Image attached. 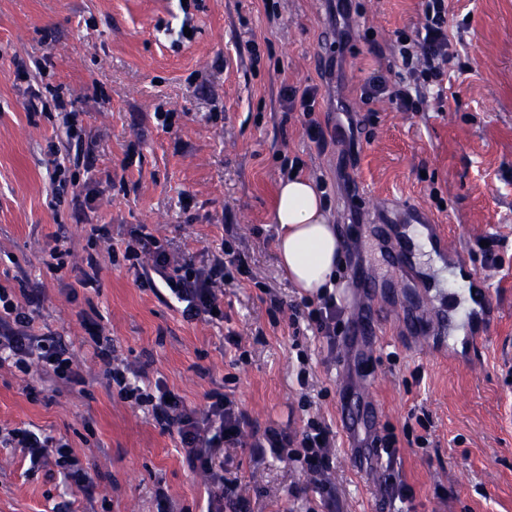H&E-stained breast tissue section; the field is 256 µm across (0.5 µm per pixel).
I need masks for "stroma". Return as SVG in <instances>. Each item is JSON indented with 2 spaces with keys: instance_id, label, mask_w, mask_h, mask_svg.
I'll return each instance as SVG.
<instances>
[{
  "instance_id": "obj_1",
  "label": "stroma",
  "mask_w": 512,
  "mask_h": 512,
  "mask_svg": "<svg viewBox=\"0 0 512 512\" xmlns=\"http://www.w3.org/2000/svg\"><path fill=\"white\" fill-rule=\"evenodd\" d=\"M356 5L352 38L340 45L327 0H0V286L34 288L31 334L61 338L86 381L78 392L41 381L38 368L0 366V435L33 426L67 439L94 484L85 496L57 467L30 469L20 450L0 447V512H58L67 502L75 512H157L162 496L174 512L206 510L207 485L176 435L108 387L89 319L119 359L145 381L165 380L189 406L216 390L259 428L293 435L310 400L336 434L330 489L299 464L225 449L224 475L251 512H326L331 500L340 512H512V390L503 379L512 351V0H448L460 63L443 100L417 112L363 100L360 88L388 70L395 31L420 26L421 0ZM328 57L340 62L331 76L318 65ZM30 84L45 111L27 110ZM313 84L323 128L343 122L346 108L365 117L356 157L338 142L317 148L301 117L285 116L284 87ZM69 111L83 121L82 140L65 134ZM59 165L95 196L93 209L58 187ZM294 172L327 183L333 222L345 227L341 283L360 266L387 284L340 301L343 322L384 316L374 346L332 350L307 322H291L303 295L277 265L271 214L278 183ZM386 201L414 203L468 252V273L501 310L484 347L455 360L439 336L417 348L400 311L413 299L446 307L442 276L454 265L426 252L427 292L391 287L384 239L403 227L380 232ZM97 224L108 225L111 244L96 238ZM142 224L198 260L225 239L241 252L253 277L225 289L223 321H185L162 288L113 267L110 246ZM60 236L71 255L57 270L49 253ZM90 255L98 277L85 288ZM273 293L283 313L271 314ZM232 332L240 347L226 343ZM341 369L364 386L380 428L395 433L411 500L387 499L383 467L348 448Z\"/></svg>"
}]
</instances>
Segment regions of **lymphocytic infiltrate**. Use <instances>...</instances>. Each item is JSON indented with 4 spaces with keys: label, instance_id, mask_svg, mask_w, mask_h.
<instances>
[{
    "label": "lymphocytic infiltrate",
    "instance_id": "1",
    "mask_svg": "<svg viewBox=\"0 0 512 512\" xmlns=\"http://www.w3.org/2000/svg\"><path fill=\"white\" fill-rule=\"evenodd\" d=\"M424 20L414 32L398 30L392 57L398 65L394 75L376 74L361 88V96L371 100L388 99L404 112L418 111L426 94L441 88L448 64L457 51L448 29V0H422ZM319 96L317 86L288 87L282 94L286 113H299L304 119L308 139L323 144L325 131L315 119ZM122 258L128 268L137 270L142 285L161 282L182 306L183 319L194 321L212 317L223 310L221 297L225 288L236 286L241 258L230 241H222L217 251L206 259L195 260L171 251L145 227L132 231ZM33 299L27 288L10 293L0 286V364L7 362L28 371L38 362L46 379L74 388L85 379L75 364L73 354L54 336H33L28 332L32 322L29 311ZM105 375L118 387L121 399L147 408L156 422L175 433L189 465L207 481L210 492L207 512H224V450L249 442L254 455L267 453L280 459L300 462L314 481H322L331 464L334 440L331 432L317 417H309L299 439L268 428L261 433H248V415L226 395L211 392L204 408L188 406L163 380L142 386L114 367L112 352L100 350ZM24 449L31 464L54 461L64 478L84 494H91L93 482L72 456L68 441L53 439L28 428H15L0 440Z\"/></svg>",
    "mask_w": 512,
    "mask_h": 512
}]
</instances>
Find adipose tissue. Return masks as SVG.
I'll list each match as a JSON object with an SVG mask.
<instances>
[{"mask_svg":"<svg viewBox=\"0 0 512 512\" xmlns=\"http://www.w3.org/2000/svg\"><path fill=\"white\" fill-rule=\"evenodd\" d=\"M271 219L279 227L277 263L293 286L311 296L333 288L344 243L314 181L300 174L281 180Z\"/></svg>","mask_w":512,"mask_h":512,"instance_id":"ef3b65f1","label":"adipose tissue"}]
</instances>
